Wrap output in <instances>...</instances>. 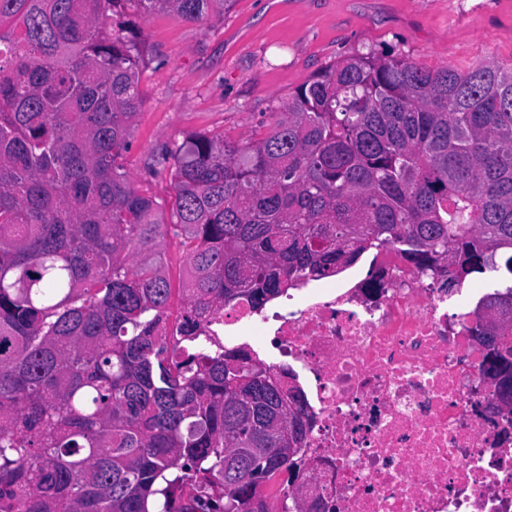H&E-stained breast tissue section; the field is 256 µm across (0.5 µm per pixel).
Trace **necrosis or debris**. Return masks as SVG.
<instances>
[{
  "label": "necrosis or debris",
  "mask_w": 512,
  "mask_h": 512,
  "mask_svg": "<svg viewBox=\"0 0 512 512\" xmlns=\"http://www.w3.org/2000/svg\"><path fill=\"white\" fill-rule=\"evenodd\" d=\"M405 243H372L326 278L300 281L270 308L225 306L212 332L263 349L300 394L305 512H512V405L487 376L484 272L446 288Z\"/></svg>",
  "instance_id": "necrosis-or-debris-1"
}]
</instances>
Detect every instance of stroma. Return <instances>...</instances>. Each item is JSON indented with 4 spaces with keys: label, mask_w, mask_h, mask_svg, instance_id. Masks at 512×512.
<instances>
[{
    "label": "stroma",
    "mask_w": 512,
    "mask_h": 512,
    "mask_svg": "<svg viewBox=\"0 0 512 512\" xmlns=\"http://www.w3.org/2000/svg\"><path fill=\"white\" fill-rule=\"evenodd\" d=\"M130 18L144 32L143 105L126 154L132 185L173 196L162 148L196 132L243 142L266 134L289 96L325 67L392 53L465 74L512 68V0H229L201 23L169 13Z\"/></svg>",
    "instance_id": "stroma-1"
}]
</instances>
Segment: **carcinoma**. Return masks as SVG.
<instances>
[{
	"label": "carcinoma",
	"mask_w": 512,
	"mask_h": 512,
	"mask_svg": "<svg viewBox=\"0 0 512 512\" xmlns=\"http://www.w3.org/2000/svg\"><path fill=\"white\" fill-rule=\"evenodd\" d=\"M126 0H0V512H271L305 440L299 394L201 324L404 242L452 288L512 275V70L356 55L263 137L168 148L171 224L124 168L143 103ZM202 22L228 0H135ZM185 247L184 306L158 242ZM512 395V339L491 331Z\"/></svg>",
	"instance_id": "cac0c4a2"
}]
</instances>
